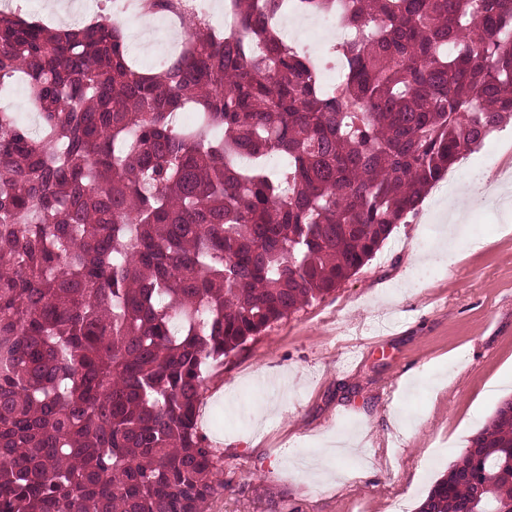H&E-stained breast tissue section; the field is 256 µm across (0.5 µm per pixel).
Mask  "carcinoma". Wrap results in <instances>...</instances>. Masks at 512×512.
Wrapping results in <instances>:
<instances>
[{
	"label": "carcinoma",
	"instance_id": "cac0c4a2",
	"mask_svg": "<svg viewBox=\"0 0 512 512\" xmlns=\"http://www.w3.org/2000/svg\"><path fill=\"white\" fill-rule=\"evenodd\" d=\"M136 2L185 28L158 67L99 16L0 9V512H204L212 364L357 274L512 122V0H224L232 30ZM290 13L347 30L335 85ZM417 512H512V398Z\"/></svg>",
	"mask_w": 512,
	"mask_h": 512
}]
</instances>
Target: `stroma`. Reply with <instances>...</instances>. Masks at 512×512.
<instances>
[{
	"label": "stroma",
	"mask_w": 512,
	"mask_h": 512,
	"mask_svg": "<svg viewBox=\"0 0 512 512\" xmlns=\"http://www.w3.org/2000/svg\"><path fill=\"white\" fill-rule=\"evenodd\" d=\"M492 139L446 269L415 279L475 152L356 275L210 372L198 426L224 487L206 512H416L512 395V124Z\"/></svg>",
	"instance_id": "stroma-1"
}]
</instances>
